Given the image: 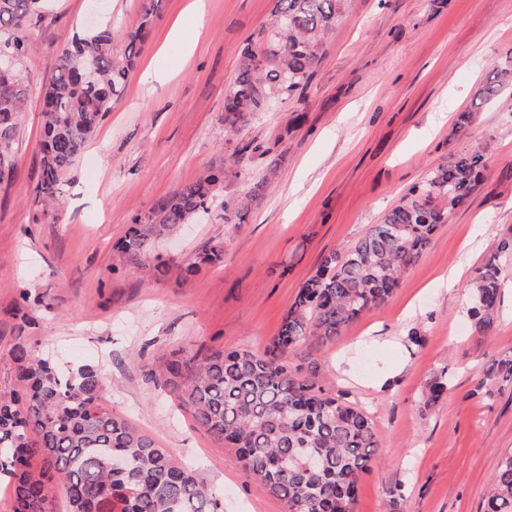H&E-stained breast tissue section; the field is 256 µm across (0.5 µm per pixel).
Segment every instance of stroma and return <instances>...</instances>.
<instances>
[{"label": "stroma", "mask_w": 512, "mask_h": 512, "mask_svg": "<svg viewBox=\"0 0 512 512\" xmlns=\"http://www.w3.org/2000/svg\"><path fill=\"white\" fill-rule=\"evenodd\" d=\"M191 0H162L118 101L43 212L41 92L64 43L82 31L91 0H49L28 27L27 104L16 169L0 186V394L19 390L12 352L25 343L57 364L97 368L99 403L189 464L222 512H285L233 449L220 446L151 371L174 350L263 352L323 255L354 244L411 186L452 157L486 146L485 178L381 308L313 351L330 391L371 415L376 465L362 474L354 512H481L501 455L512 449V386L474 388L512 356V276L501 286L492 335H475L466 285L512 237V96L474 109L492 69L512 55V0H348L301 97L224 132V96L239 51L273 22L274 0H203L196 43L158 46ZM477 119L458 131V113ZM224 171L221 200L267 178L244 223L186 225L156 250L164 279L129 270L113 244L137 213ZM224 261L188 279L179 268L211 243ZM454 287L442 284L453 268ZM32 328L15 316L22 291ZM422 340L408 342L410 329ZM446 373L433 409L423 390Z\"/></svg>", "instance_id": "stroma-1"}]
</instances>
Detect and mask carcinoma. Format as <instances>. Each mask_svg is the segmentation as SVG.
<instances>
[{"label": "carcinoma", "mask_w": 512, "mask_h": 512, "mask_svg": "<svg viewBox=\"0 0 512 512\" xmlns=\"http://www.w3.org/2000/svg\"><path fill=\"white\" fill-rule=\"evenodd\" d=\"M44 0H0V59L11 75L0 79V184L11 181L14 144L26 95L22 77L26 31ZM162 0H141L137 22L115 30L73 35L42 92V140L37 199L57 208L68 170L97 132L112 99L122 95ZM345 0H274L275 24L240 54L237 75L224 100V130L236 132L272 98L302 93L321 59L324 39L336 26ZM512 91V65L497 67L477 92L481 105ZM484 149L453 157L410 187L352 246L324 255L284 313L262 353L212 349L192 357L172 351L151 373L189 410L199 427L237 449L247 476L263 482L286 512H353L358 481L375 461L372 418L343 393L321 385L316 363L288 367L291 351L340 335L380 308L400 287L440 225L478 186ZM224 185V170L208 171L132 221L115 248L127 268L166 277L168 265H150L153 245L194 218L207 215ZM266 181L253 182L235 206L224 204L226 224L243 221L246 202ZM475 270L468 284L474 332L497 324L503 253ZM224 259L215 243L184 272ZM13 361L22 394L0 396V480L12 489L11 512H53L54 482L67 489L68 512H218L213 493L171 452L98 404L102 374L89 366L67 373L15 345ZM500 379L512 383V358L493 363L478 389ZM448 392L445 373L428 384L424 408ZM125 461L112 468V458ZM484 512H512V451L502 455L484 499Z\"/></svg>", "instance_id": "obj_1"}]
</instances>
